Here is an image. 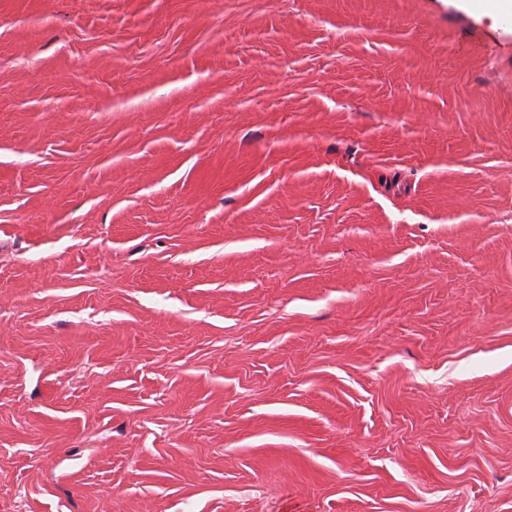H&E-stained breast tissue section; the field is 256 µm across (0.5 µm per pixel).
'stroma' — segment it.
Returning <instances> with one entry per match:
<instances>
[{"mask_svg":"<svg viewBox=\"0 0 512 512\" xmlns=\"http://www.w3.org/2000/svg\"><path fill=\"white\" fill-rule=\"evenodd\" d=\"M0 512H512V16L0 0Z\"/></svg>","mask_w":512,"mask_h":512,"instance_id":"stroma-1","label":"stroma"}]
</instances>
